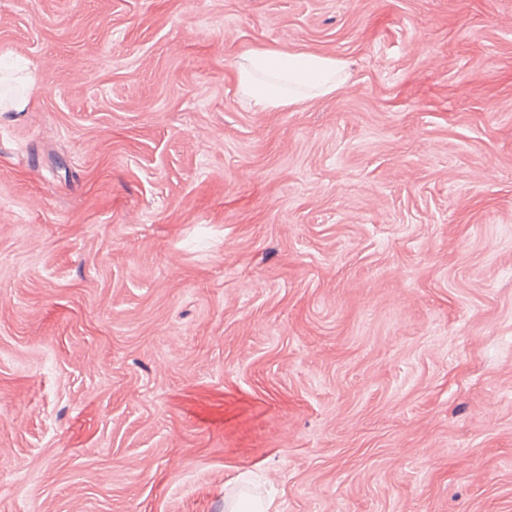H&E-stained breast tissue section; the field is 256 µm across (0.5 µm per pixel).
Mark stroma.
Listing matches in <instances>:
<instances>
[{"label": "stroma", "mask_w": 512, "mask_h": 512, "mask_svg": "<svg viewBox=\"0 0 512 512\" xmlns=\"http://www.w3.org/2000/svg\"><path fill=\"white\" fill-rule=\"evenodd\" d=\"M24 94L0 512H512V0H0ZM238 60L237 82L248 104L262 111L298 105L305 99L302 91L332 94L347 81L341 60L305 51L250 46ZM272 70L276 75L269 82L264 75Z\"/></svg>", "instance_id": "35a3bbf8"}]
</instances>
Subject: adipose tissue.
<instances>
[{
	"label": "adipose tissue",
	"instance_id": "obj_1",
	"mask_svg": "<svg viewBox=\"0 0 512 512\" xmlns=\"http://www.w3.org/2000/svg\"><path fill=\"white\" fill-rule=\"evenodd\" d=\"M345 71L333 57L250 46L239 55L236 79L248 104L264 111L298 105L307 91L332 94L346 83Z\"/></svg>",
	"mask_w": 512,
	"mask_h": 512
}]
</instances>
